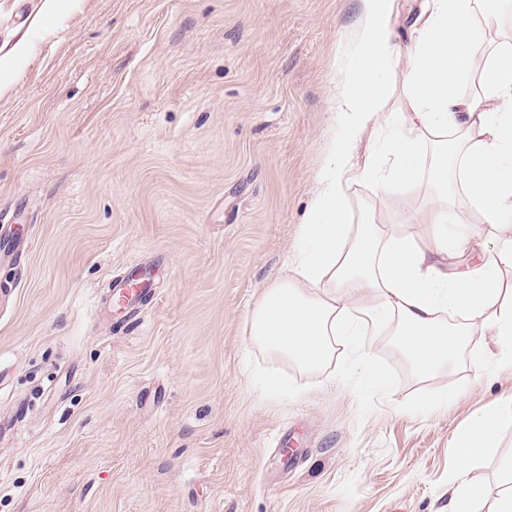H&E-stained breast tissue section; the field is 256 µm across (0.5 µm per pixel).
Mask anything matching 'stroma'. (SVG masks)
I'll return each instance as SVG.
<instances>
[{
	"label": "stroma",
	"mask_w": 512,
	"mask_h": 512,
	"mask_svg": "<svg viewBox=\"0 0 512 512\" xmlns=\"http://www.w3.org/2000/svg\"><path fill=\"white\" fill-rule=\"evenodd\" d=\"M0 0V512H448L449 453L512 404L482 334L416 374L390 326L316 373L252 346L246 321L310 214L361 0ZM407 233L428 182L349 189ZM155 292L110 316L132 267ZM276 369L292 389L268 395ZM457 399L440 404L448 391ZM512 425L467 477L492 512ZM26 39L22 38L9 51L10 66L5 67L0 57V89L6 87L10 80L11 71L21 66L26 53Z\"/></svg>",
	"instance_id": "35a3bbf8"
}]
</instances>
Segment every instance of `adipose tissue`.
I'll list each match as a JSON object with an SVG mask.
<instances>
[{
	"label": "adipose tissue",
	"instance_id": "1",
	"mask_svg": "<svg viewBox=\"0 0 512 512\" xmlns=\"http://www.w3.org/2000/svg\"><path fill=\"white\" fill-rule=\"evenodd\" d=\"M357 52L332 121L341 130L326 152L312 215L300 230L290 274L271 280L248 318L254 346L303 372L329 365L341 344L366 347L367 327L390 322L399 350L420 375L444 367L463 336L489 331L512 365V42L491 43L494 0H427L400 46L398 0H361ZM401 75L411 111L380 145L393 166L355 160L365 134L387 124L389 80ZM435 139L430 167L421 146ZM428 177L434 203L412 232L383 236L355 223L352 182L378 188ZM475 256L467 273L449 256ZM512 425V406L472 418L452 445L459 471Z\"/></svg>",
	"mask_w": 512,
	"mask_h": 512
}]
</instances>
